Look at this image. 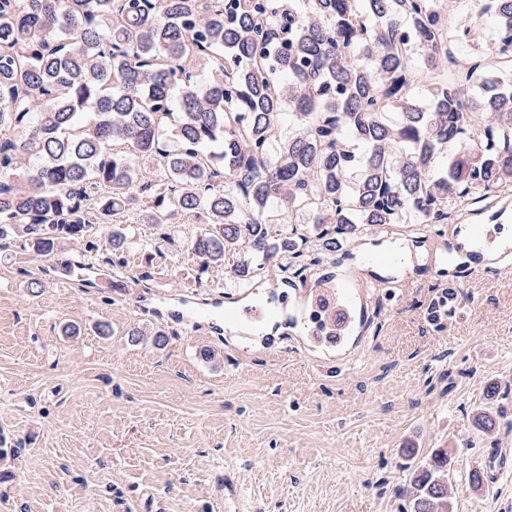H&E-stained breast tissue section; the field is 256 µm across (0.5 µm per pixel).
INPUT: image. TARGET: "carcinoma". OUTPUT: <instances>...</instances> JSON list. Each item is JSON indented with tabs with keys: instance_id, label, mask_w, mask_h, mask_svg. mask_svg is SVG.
Segmentation results:
<instances>
[{
	"instance_id": "obj_1",
	"label": "carcinoma",
	"mask_w": 512,
	"mask_h": 512,
	"mask_svg": "<svg viewBox=\"0 0 512 512\" xmlns=\"http://www.w3.org/2000/svg\"><path fill=\"white\" fill-rule=\"evenodd\" d=\"M457 2L470 25L445 0H0V241L73 275L52 264L67 245L105 228L124 268L139 225L159 249L190 218L199 270L249 286L304 280L305 246L502 197L512 125L485 98L512 105V0ZM451 462L431 448L410 470L411 512H453Z\"/></svg>"
}]
</instances>
